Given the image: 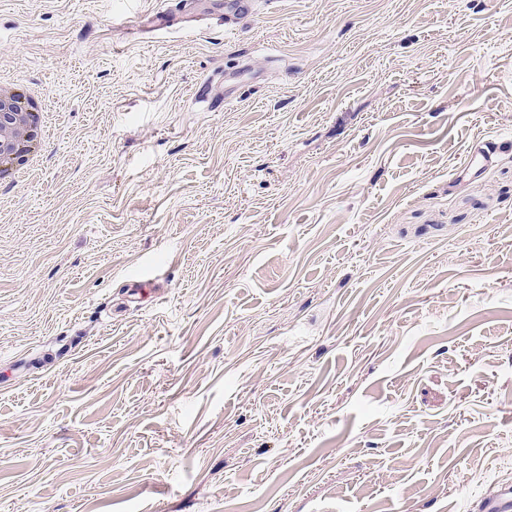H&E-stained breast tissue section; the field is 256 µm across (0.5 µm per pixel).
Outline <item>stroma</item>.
Instances as JSON below:
<instances>
[{"instance_id":"obj_1","label":"stroma","mask_w":512,"mask_h":512,"mask_svg":"<svg viewBox=\"0 0 512 512\" xmlns=\"http://www.w3.org/2000/svg\"><path fill=\"white\" fill-rule=\"evenodd\" d=\"M160 6L0 0L51 113L0 178V512H475L512 483V0ZM211 10L223 12L226 25H236L243 19L249 20L254 16L257 7L256 0H210ZM493 153L484 149L479 143L471 146L467 152L465 162L458 167L455 172V177H472L480 170L491 164L493 161Z\"/></svg>"}]
</instances>
